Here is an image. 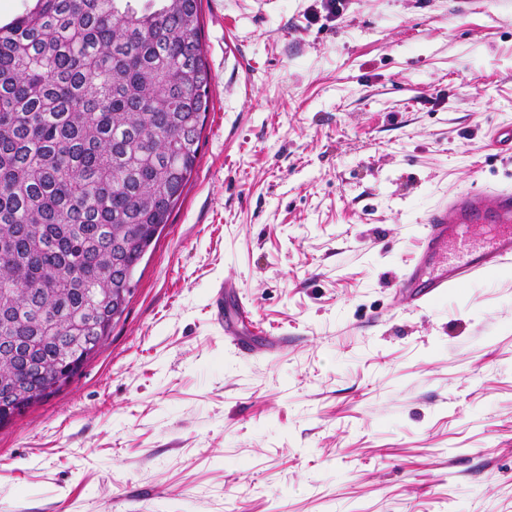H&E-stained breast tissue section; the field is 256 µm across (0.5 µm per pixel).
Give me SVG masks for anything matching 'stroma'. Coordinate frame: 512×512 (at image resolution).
<instances>
[{
    "label": "stroma",
    "mask_w": 512,
    "mask_h": 512,
    "mask_svg": "<svg viewBox=\"0 0 512 512\" xmlns=\"http://www.w3.org/2000/svg\"><path fill=\"white\" fill-rule=\"evenodd\" d=\"M202 24L190 182L102 347L0 425V512H512V264L397 288L429 209L512 185V0Z\"/></svg>",
    "instance_id": "1"
}]
</instances>
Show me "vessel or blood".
<instances>
[{"label":"vessel or blood","instance_id":"1","mask_svg":"<svg viewBox=\"0 0 512 512\" xmlns=\"http://www.w3.org/2000/svg\"><path fill=\"white\" fill-rule=\"evenodd\" d=\"M490 228L487 244L450 255L448 246L475 229ZM512 262V186H473L450 202L431 208L422 226L420 248L401 274L403 295L422 306Z\"/></svg>","mask_w":512,"mask_h":512}]
</instances>
